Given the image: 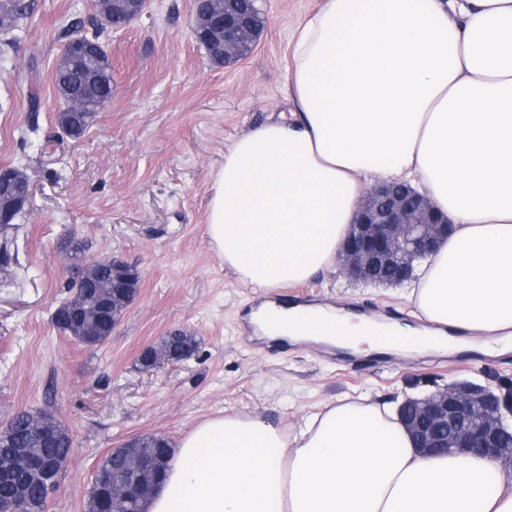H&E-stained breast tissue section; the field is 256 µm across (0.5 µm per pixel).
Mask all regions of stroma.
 <instances>
[{"mask_svg":"<svg viewBox=\"0 0 512 512\" xmlns=\"http://www.w3.org/2000/svg\"><path fill=\"white\" fill-rule=\"evenodd\" d=\"M321 0H260L266 22L239 63H213L192 35L193 0H148L119 29L99 28L91 0H37L0 57V168H25L26 215L0 258V427L20 410L66 426L73 448L46 512H83L94 472L126 439L176 441L225 413L294 428L341 396L400 403L448 382L512 386V350L446 354L327 351L261 338L249 315L271 296L418 325L404 286H365L331 268L264 292L239 283L205 233L213 172L232 141L291 108L286 69L298 24ZM98 36L112 61V100L78 140H59L54 72L71 27ZM39 112L29 110L31 97ZM135 266L139 290L109 339L87 348L52 323L73 277L65 246ZM192 333L188 360L143 369L142 352Z\"/></svg>","mask_w":512,"mask_h":512,"instance_id":"35a3bbf8","label":"stroma"}]
</instances>
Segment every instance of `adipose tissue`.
<instances>
[{
  "label": "adipose tissue",
  "mask_w": 512,
  "mask_h": 512,
  "mask_svg": "<svg viewBox=\"0 0 512 512\" xmlns=\"http://www.w3.org/2000/svg\"><path fill=\"white\" fill-rule=\"evenodd\" d=\"M290 117L236 139L209 186L211 249L270 291L336 262L368 185L408 181L454 227L418 266V328L317 308L356 353L512 348V0H323L296 29ZM148 512H512L500 463L420 453L389 405L339 399L295 433L198 422Z\"/></svg>",
  "instance_id": "obj_1"
}]
</instances>
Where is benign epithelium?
<instances>
[{
    "label": "benign epithelium",
    "instance_id": "1",
    "mask_svg": "<svg viewBox=\"0 0 512 512\" xmlns=\"http://www.w3.org/2000/svg\"><path fill=\"white\" fill-rule=\"evenodd\" d=\"M249 25V17L224 12V64L243 57L239 36ZM449 221L437 214L427 196L409 184L398 195L387 193V183L379 182L360 203L343 251L338 256L342 272L368 282V273L396 265L413 277L415 264L434 253L448 237ZM416 407L417 415L406 408ZM403 424L416 438L417 449L429 454L438 448L458 453L479 452L492 460L512 464V448L501 441L512 437V399L500 390L468 381H455L436 393L408 398L400 406ZM444 422L458 424L452 437L438 432Z\"/></svg>",
    "mask_w": 512,
    "mask_h": 512
}]
</instances>
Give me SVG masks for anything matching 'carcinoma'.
<instances>
[{"label": "carcinoma", "mask_w": 512, "mask_h": 512, "mask_svg": "<svg viewBox=\"0 0 512 512\" xmlns=\"http://www.w3.org/2000/svg\"><path fill=\"white\" fill-rule=\"evenodd\" d=\"M35 10V0H0V33L8 35L20 29V23ZM97 40L85 37V54L81 62L62 54L54 82L58 97L64 102L58 120L61 129L73 139L82 138L92 126L104 101L112 98V77L91 78L102 67L96 54ZM77 274L86 278L85 291L74 293L63 301L55 312L61 332L77 340L90 338L98 345L112 334V318L120 317L137 295L132 287L125 293V303L108 309V319H98L103 299H112L114 281L112 265L89 261L85 249L77 244L69 252ZM197 348L195 338L182 330L163 337L158 349L143 353L141 364L148 369L157 359L165 357L181 362L192 356ZM73 441L69 430L59 421L33 410L16 413L0 432V458L16 471L0 476V512H45L48 492L46 482L27 460L13 457L18 448L28 449L30 456L42 460L64 462L68 459ZM172 459V447L162 435H138L126 440L105 456L96 469L84 512H146L147 498L140 493L145 484L165 481ZM115 484L131 488L120 504L112 498Z\"/></svg>", "instance_id": "carcinoma-1"}]
</instances>
